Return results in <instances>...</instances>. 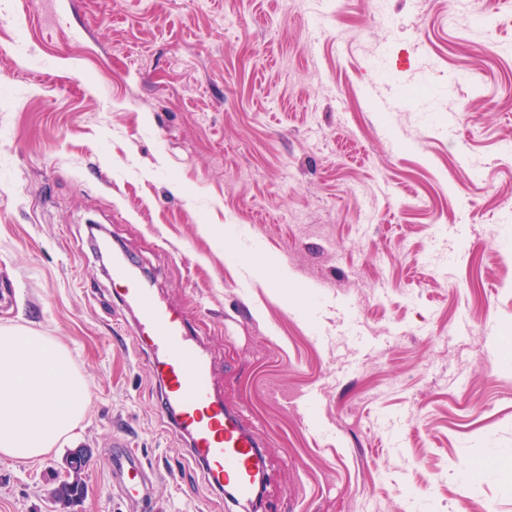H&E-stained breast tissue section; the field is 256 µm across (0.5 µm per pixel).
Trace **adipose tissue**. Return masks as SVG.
Returning <instances> with one entry per match:
<instances>
[{"instance_id": "adipose-tissue-1", "label": "adipose tissue", "mask_w": 512, "mask_h": 512, "mask_svg": "<svg viewBox=\"0 0 512 512\" xmlns=\"http://www.w3.org/2000/svg\"><path fill=\"white\" fill-rule=\"evenodd\" d=\"M89 385L70 352L40 332H0V455L27 461L73 443L85 419Z\"/></svg>"}]
</instances>
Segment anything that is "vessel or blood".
I'll use <instances>...</instances> for the list:
<instances>
[{"label": "vessel or blood", "mask_w": 512, "mask_h": 512, "mask_svg": "<svg viewBox=\"0 0 512 512\" xmlns=\"http://www.w3.org/2000/svg\"><path fill=\"white\" fill-rule=\"evenodd\" d=\"M112 283L122 305L135 314L138 337L148 340L149 360L163 382V412L189 437L191 452L212 483L223 485L236 501H251L253 471L263 461L261 441L216 397L212 364L202 356L185 315L157 302L151 289L122 266H113ZM111 474L113 484L128 492L148 489V473L130 451L113 454Z\"/></svg>", "instance_id": "1"}]
</instances>
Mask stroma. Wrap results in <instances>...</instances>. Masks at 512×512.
<instances>
[{
  "instance_id": "obj_1",
  "label": "stroma",
  "mask_w": 512,
  "mask_h": 512,
  "mask_svg": "<svg viewBox=\"0 0 512 512\" xmlns=\"http://www.w3.org/2000/svg\"><path fill=\"white\" fill-rule=\"evenodd\" d=\"M100 237L257 430L254 512H512V0H0V330L89 384L72 512H134L117 440L143 512H242L163 413ZM69 450L0 455V512H54ZM112 482L118 486L121 491H127L139 494L142 493V500L149 496L148 472L145 470L140 459L128 450L115 452L111 461ZM129 481H134L130 484Z\"/></svg>"
}]
</instances>
